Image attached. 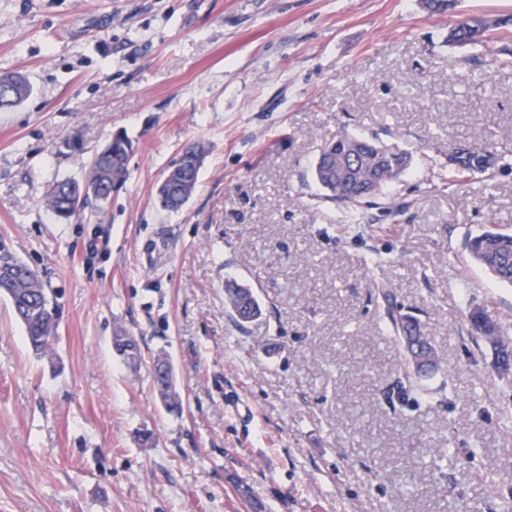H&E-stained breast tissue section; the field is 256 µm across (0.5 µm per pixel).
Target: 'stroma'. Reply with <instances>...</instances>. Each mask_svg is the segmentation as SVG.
Here are the masks:
<instances>
[{"label":"stroma","instance_id":"stroma-1","mask_svg":"<svg viewBox=\"0 0 512 512\" xmlns=\"http://www.w3.org/2000/svg\"><path fill=\"white\" fill-rule=\"evenodd\" d=\"M510 14L512 0H0V73L32 86L0 112V238L59 305L39 359L0 297V512H502L512 371L467 315L512 333V286L463 240L512 229V67L479 72L444 37ZM492 131L506 165L449 184V143ZM118 134L129 177L102 212L48 211L50 185L81 180ZM343 134L412 153L357 233L311 178ZM196 140L197 189L163 211L157 187ZM375 250L439 357L419 384L445 401L393 393ZM232 282L262 309L243 333ZM119 326L137 367L112 347ZM160 356L176 413L153 389Z\"/></svg>","mask_w":512,"mask_h":512}]
</instances>
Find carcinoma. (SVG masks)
<instances>
[{"mask_svg": "<svg viewBox=\"0 0 512 512\" xmlns=\"http://www.w3.org/2000/svg\"><path fill=\"white\" fill-rule=\"evenodd\" d=\"M508 41H512L511 15L494 20L457 19L448 24L445 36L448 46L478 49L491 65L512 64L511 60L501 59V55L506 53L502 43ZM2 80L12 86L15 106L32 92L21 73H1ZM498 137L499 134L493 132L483 146L458 144L448 147L450 153L460 151L455 163L448 166L453 180L490 179L505 161V155L495 149ZM132 150L128 137L115 136L90 163L83 180L51 185L44 199L45 207L57 215L71 217L92 201L101 206L106 204L112 191L127 181V163ZM203 155L204 146L199 141L184 147L159 190L158 200L164 209L178 212L189 201L198 182ZM410 162L411 153L397 144L376 136L344 135L323 144L312 175L323 190V198L345 209L344 223L362 224L366 220L364 208L375 204V199L383 194L387 185L406 172ZM465 249L470 259L488 271L496 282L512 285L511 230L491 228L476 234L469 233L465 238ZM386 264L387 258L379 252L366 260V266L374 277L378 298L385 309L387 327L402 348L403 358L397 362L398 370L407 382L402 392H410L424 400L426 394L416 385V375L436 370L434 346L422 325L398 306L391 283L382 274ZM0 272L13 279L6 298L24 329L29 348L39 357L52 355L57 322L48 288L37 272L21 260L12 245L3 239H0ZM226 307L240 328L260 311L252 290L238 285L226 288ZM468 322L471 330L493 347L496 359L512 356V337L490 314L475 308L469 312ZM113 344L118 351L124 346L133 350L129 354L131 363L140 359L139 342L125 329H115ZM152 377L165 406L171 412L178 411L180 399L174 384L165 378L158 379L155 373Z\"/></svg>", "mask_w": 512, "mask_h": 512, "instance_id": "obj_1", "label": "carcinoma"}]
</instances>
